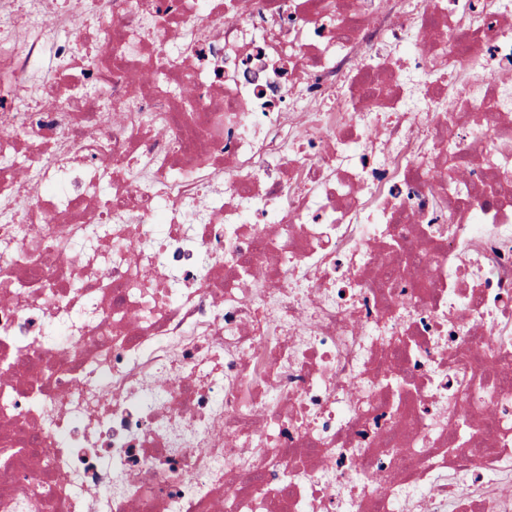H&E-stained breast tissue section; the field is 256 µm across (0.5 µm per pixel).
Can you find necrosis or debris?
I'll use <instances>...</instances> for the list:
<instances>
[{"label": "necrosis or debris", "mask_w": 512, "mask_h": 512, "mask_svg": "<svg viewBox=\"0 0 512 512\" xmlns=\"http://www.w3.org/2000/svg\"><path fill=\"white\" fill-rule=\"evenodd\" d=\"M0 512H512V0H0Z\"/></svg>", "instance_id": "4bbe7bcc"}]
</instances>
